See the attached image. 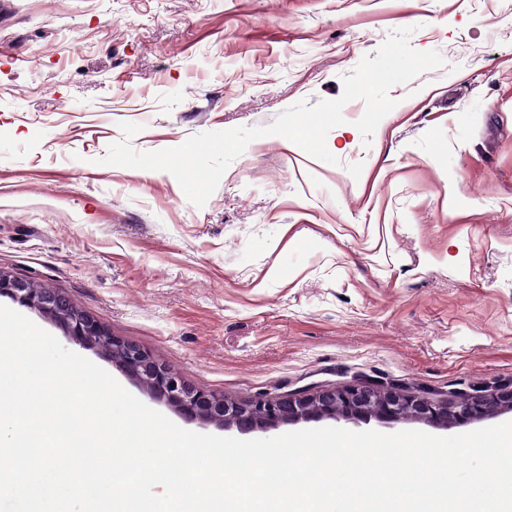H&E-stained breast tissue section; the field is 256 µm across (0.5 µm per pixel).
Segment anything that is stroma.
<instances>
[{
	"instance_id": "35a3bbf8",
	"label": "stroma",
	"mask_w": 512,
	"mask_h": 512,
	"mask_svg": "<svg viewBox=\"0 0 512 512\" xmlns=\"http://www.w3.org/2000/svg\"><path fill=\"white\" fill-rule=\"evenodd\" d=\"M406 27L443 66L391 90L370 144L346 104L337 164L265 136L199 208L168 172L101 162L337 99ZM0 269L229 400L512 380V0H0Z\"/></svg>"
}]
</instances>
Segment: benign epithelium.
<instances>
[{"instance_id":"benign-epithelium-1","label":"benign epithelium","mask_w":512,"mask_h":512,"mask_svg":"<svg viewBox=\"0 0 512 512\" xmlns=\"http://www.w3.org/2000/svg\"><path fill=\"white\" fill-rule=\"evenodd\" d=\"M0 296L54 319L70 339L104 355L112 354V362L140 382L153 399L185 418L202 419L226 428L234 426L242 432L268 431L317 418L355 423L375 419L388 424L414 418L448 429L461 422L480 421L512 410V382L493 388L452 387L441 398L419 396L396 382L361 376L334 387L302 389L285 396L265 394L245 403L231 402L191 388L176 372L156 363L143 348L113 338L60 291L51 290L36 302L28 280L0 270Z\"/></svg>"}]
</instances>
